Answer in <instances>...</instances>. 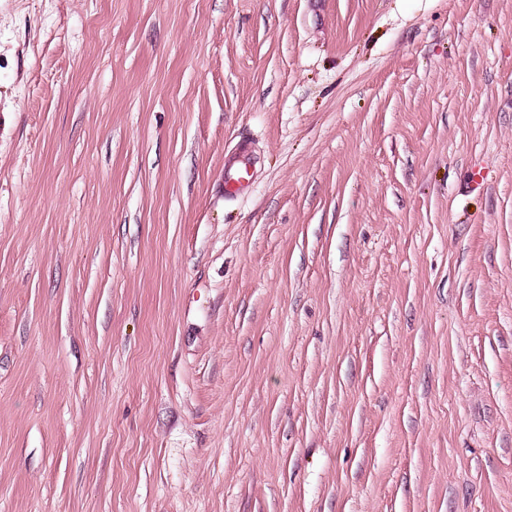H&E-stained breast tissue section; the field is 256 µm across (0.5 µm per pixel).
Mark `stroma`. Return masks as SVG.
Listing matches in <instances>:
<instances>
[{"mask_svg": "<svg viewBox=\"0 0 512 512\" xmlns=\"http://www.w3.org/2000/svg\"><path fill=\"white\" fill-rule=\"evenodd\" d=\"M0 512H512V0H0ZM250 164L244 158L224 163V192L228 194L244 191L251 179Z\"/></svg>", "mask_w": 512, "mask_h": 512, "instance_id": "1", "label": "stroma"}]
</instances>
